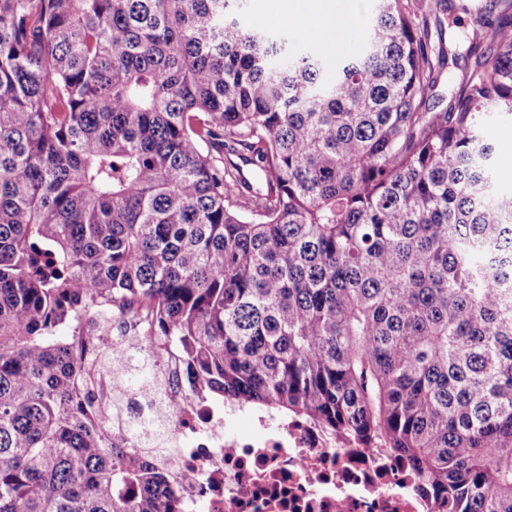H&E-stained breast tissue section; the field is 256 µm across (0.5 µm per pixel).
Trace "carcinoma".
<instances>
[{"label":"carcinoma","instance_id":"obj_1","mask_svg":"<svg viewBox=\"0 0 512 512\" xmlns=\"http://www.w3.org/2000/svg\"><path fill=\"white\" fill-rule=\"evenodd\" d=\"M334 79L242 0H0V512H181L155 460L191 390L402 456L442 512H512V0L444 65L373 0ZM149 337L151 436L89 401ZM512 116L503 115L488 129L493 147V167L499 188L512 192Z\"/></svg>","mask_w":512,"mask_h":512}]
</instances>
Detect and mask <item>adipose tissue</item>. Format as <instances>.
Masks as SVG:
<instances>
[{
	"mask_svg": "<svg viewBox=\"0 0 512 512\" xmlns=\"http://www.w3.org/2000/svg\"><path fill=\"white\" fill-rule=\"evenodd\" d=\"M270 9L293 18L301 37H312L341 50L346 46L348 35L333 28L331 20L340 9L357 15L359 0H270Z\"/></svg>",
	"mask_w": 512,
	"mask_h": 512,
	"instance_id": "ef3b65f1",
	"label": "adipose tissue"
}]
</instances>
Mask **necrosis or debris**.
Returning <instances> with one entry per match:
<instances>
[{"label":"necrosis or debris","mask_w":512,"mask_h":512,"mask_svg":"<svg viewBox=\"0 0 512 512\" xmlns=\"http://www.w3.org/2000/svg\"><path fill=\"white\" fill-rule=\"evenodd\" d=\"M188 374L168 350L154 383L173 405L161 460L184 512H436L423 486L392 454L324 433L300 418L260 415L243 437L236 412L204 396L186 399Z\"/></svg>","instance_id":"4bbe7bcc"}]
</instances>
